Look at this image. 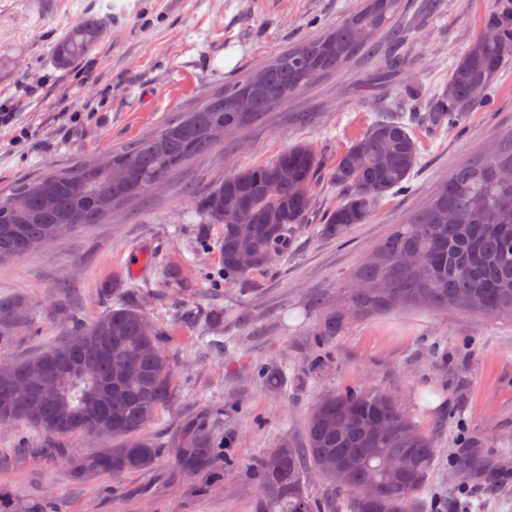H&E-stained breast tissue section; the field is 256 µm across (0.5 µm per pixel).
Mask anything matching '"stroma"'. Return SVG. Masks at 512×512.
<instances>
[{
  "label": "stroma",
  "instance_id": "35a3bbf8",
  "mask_svg": "<svg viewBox=\"0 0 512 512\" xmlns=\"http://www.w3.org/2000/svg\"><path fill=\"white\" fill-rule=\"evenodd\" d=\"M360 0H0V104L19 103L15 126L0 129V188L48 167L98 157L130 143L210 88L254 70L296 43L324 33ZM498 0H403L411 27L402 47L409 69L385 67L386 37L240 132L214 154L190 161L162 189L104 223L0 263V301L23 313L0 331V360H23L57 342L73 323H90L120 303L113 283H134L136 300L164 330L176 367L175 398L145 428L160 447L156 466L120 478L74 481L61 456L95 453L100 441L76 434L49 442L30 426L0 425V491L40 512H258L257 482L245 473L284 436L299 438L308 408L323 394L368 383L392 396L437 456L423 499L455 504L456 460L472 447L469 512H512V319L402 308L354 318L327 343L316 334L324 307L343 301L371 247L460 165L488 152L512 128V59L487 100L454 124L413 120L420 102L443 90L448 71L479 34ZM87 16L103 36L80 62L61 68L53 49ZM98 95L84 96V84ZM83 115L73 125L71 113ZM407 115L418 165L408 193H388L349 242L297 234L268 268L211 292L221 272L220 224L206 223L194 196L229 168L265 164L306 144L321 157L313 223L342 199L329 180L338 157L379 119ZM281 370L270 388L254 364ZM440 397L421 406L422 393ZM205 424L237 464L217 475L177 472L184 430Z\"/></svg>",
  "mask_w": 512,
  "mask_h": 512
}]
</instances>
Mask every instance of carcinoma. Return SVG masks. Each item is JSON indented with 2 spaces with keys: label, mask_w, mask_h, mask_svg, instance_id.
<instances>
[{
  "label": "carcinoma",
  "mask_w": 512,
  "mask_h": 512,
  "mask_svg": "<svg viewBox=\"0 0 512 512\" xmlns=\"http://www.w3.org/2000/svg\"><path fill=\"white\" fill-rule=\"evenodd\" d=\"M401 12L402 0H362L328 31L209 92L199 105L133 144L111 147L110 167L102 170L98 159H81L0 190V261L20 259L35 244L99 224L149 194L153 185L169 183L188 161L213 151L214 126L245 129L288 97L341 72L380 35L400 44ZM101 34L98 19L80 20L56 44V63L78 62ZM511 58L512 0H501L432 102L434 124L452 122L480 103ZM417 165L407 125L399 119L377 121L336 160L330 179L343 200L324 215L318 235L347 241L388 192L411 188ZM320 166L313 148L296 145L266 164L229 172L194 202L209 221L224 225L218 245L223 281H241L266 268L307 224ZM505 169L512 170V131L493 152L455 169L409 222L395 225L370 250L373 258L361 262L341 308L323 312L316 335L326 340L350 318L401 307L512 318V182L497 177ZM99 188L109 205L98 204ZM478 197L484 200L480 211L473 205ZM244 243L252 249L249 267L239 262ZM162 336L139 305L123 302L32 358L0 363V424L25 423L53 438L112 430L96 453L65 459L78 479L152 470L159 445L141 431L175 395L174 365ZM393 455L412 461L399 477L387 467ZM336 456L354 461L341 485L324 474ZM435 456L434 438L418 429L393 397L361 384L320 398L307 413L301 442L282 438L249 477L262 490L261 512H425L420 493ZM220 461L228 465L231 458L207 426L197 424L182 434L179 470L199 474ZM310 471L325 481L327 498L320 503L305 491ZM370 484L378 487L372 506L358 496Z\"/></svg>",
  "instance_id": "1"
}]
</instances>
